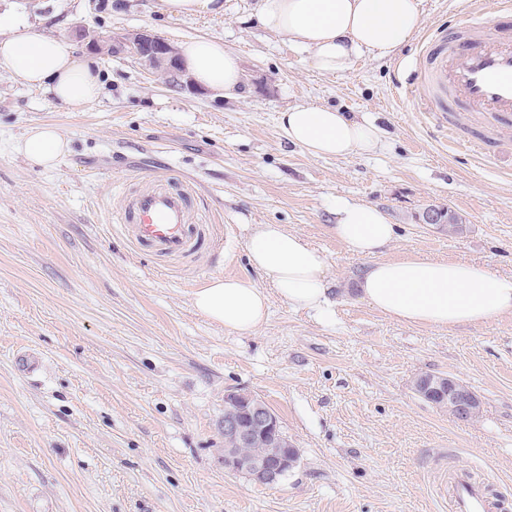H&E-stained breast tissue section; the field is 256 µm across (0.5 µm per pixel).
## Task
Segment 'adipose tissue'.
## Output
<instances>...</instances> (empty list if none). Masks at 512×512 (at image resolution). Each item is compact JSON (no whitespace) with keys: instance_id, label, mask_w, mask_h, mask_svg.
Here are the masks:
<instances>
[{"instance_id":"adipose-tissue-1","label":"adipose tissue","mask_w":512,"mask_h":512,"mask_svg":"<svg viewBox=\"0 0 512 512\" xmlns=\"http://www.w3.org/2000/svg\"><path fill=\"white\" fill-rule=\"evenodd\" d=\"M258 14L268 29L286 35L311 53L325 73L350 68L360 53L379 57L395 53L421 26L417 0H259ZM178 53L187 73L204 90L239 96L243 70L238 53L223 41L199 38L181 43ZM11 70L56 101L79 106L95 100L101 89L97 63L79 58L69 40L13 26L0 38V68ZM279 126L292 145L314 157H347L373 151L380 130L329 107L300 105L279 115ZM67 143L50 125L29 130L21 151L32 165L50 167ZM332 230L348 249L367 258L357 278V295L387 318L408 325L452 328L480 326L512 315V275L483 263L428 259L409 254L382 258L395 237V226L374 205L340 200ZM245 247L250 265L263 276L215 275L194 293L193 307L224 328L251 335L269 317L270 297L332 322L331 279L325 255L281 224H258Z\"/></svg>"}]
</instances>
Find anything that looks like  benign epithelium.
Instances as JSON below:
<instances>
[{
  "label": "benign epithelium",
  "instance_id": "obj_1",
  "mask_svg": "<svg viewBox=\"0 0 512 512\" xmlns=\"http://www.w3.org/2000/svg\"><path fill=\"white\" fill-rule=\"evenodd\" d=\"M88 46L108 54H130L151 69L168 74L170 84L199 92L174 55V48L161 37L146 33L98 36L90 39ZM413 385L418 395L459 422H471L480 413V400L457 378L424 373L414 379ZM223 430L220 460L228 473L242 474L256 484L274 485L298 464L299 451L283 435L276 414L248 392L231 390L224 394ZM260 444L266 451H252Z\"/></svg>",
  "mask_w": 512,
  "mask_h": 512
}]
</instances>
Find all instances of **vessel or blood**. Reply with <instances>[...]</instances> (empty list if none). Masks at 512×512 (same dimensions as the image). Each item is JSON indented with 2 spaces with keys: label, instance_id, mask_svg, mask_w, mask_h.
Returning <instances> with one entry per match:
<instances>
[{
  "label": "vessel or blood",
  "instance_id": "obj_1",
  "mask_svg": "<svg viewBox=\"0 0 512 512\" xmlns=\"http://www.w3.org/2000/svg\"><path fill=\"white\" fill-rule=\"evenodd\" d=\"M419 58L424 67L406 83L426 111L488 115L512 127V0H473L467 18L452 30L426 36ZM189 188L163 179L125 206V230L136 247L174 259L187 257L207 240L205 226L191 225ZM454 512H490L484 489L467 481L455 489Z\"/></svg>",
  "mask_w": 512,
  "mask_h": 512
}]
</instances>
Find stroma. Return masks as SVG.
<instances>
[{"label":"stroma","instance_id":"1","mask_svg":"<svg viewBox=\"0 0 512 512\" xmlns=\"http://www.w3.org/2000/svg\"><path fill=\"white\" fill-rule=\"evenodd\" d=\"M258 0L169 16L161 0H0L17 21L74 42L147 32L179 45L217 38L238 52L241 97L193 94L128 54H98L102 89L69 107L0 68V512H453L460 470L512 512V315L449 330L392 321L347 290L364 266L330 232L336 201L377 206L396 226L389 259L416 252L512 274V129L459 114L446 126L399 86L420 42L363 53L325 74L265 28ZM422 32L470 0H418ZM331 107L382 130L372 152L318 158L287 142L280 112ZM55 126L69 144L50 169L20 151ZM495 140L487 155L452 140ZM150 176L192 190L210 244L188 260L135 247L125 200ZM438 206L456 233L422 223ZM249 224H282L326 255L336 321L272 298L253 335L194 309L217 274L250 273ZM443 373L479 397L461 423L419 398ZM278 416L299 463L265 486L225 473L224 393Z\"/></svg>","mask_w":512,"mask_h":512}]
</instances>
